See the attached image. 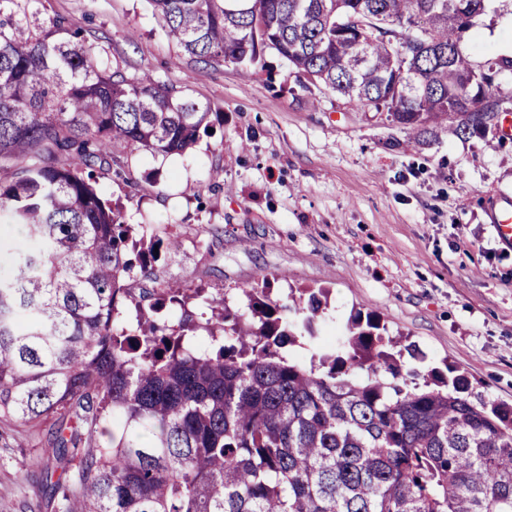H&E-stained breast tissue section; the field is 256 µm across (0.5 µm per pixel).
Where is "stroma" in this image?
I'll use <instances>...</instances> for the list:
<instances>
[{"instance_id": "stroma-1", "label": "stroma", "mask_w": 512, "mask_h": 512, "mask_svg": "<svg viewBox=\"0 0 512 512\" xmlns=\"http://www.w3.org/2000/svg\"><path fill=\"white\" fill-rule=\"evenodd\" d=\"M41 18L67 19L111 67L149 73L210 109L211 134L163 166L133 147L115 150L120 179L102 196L123 207L132 240L155 237L170 283L223 295L284 299L325 289L317 334L333 340L355 312H376L388 335L450 364L485 397L512 402V249L490 209L512 197V137L408 139L385 115L336 93L302 89L266 51L248 64L186 63L149 0H31ZM512 46V0H487L461 41L476 64ZM46 432L0 427V512H57L32 459H48Z\"/></svg>"}]
</instances>
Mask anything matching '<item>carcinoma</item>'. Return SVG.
I'll return each mask as SVG.
<instances>
[{"mask_svg":"<svg viewBox=\"0 0 512 512\" xmlns=\"http://www.w3.org/2000/svg\"><path fill=\"white\" fill-rule=\"evenodd\" d=\"M0 0V218L15 269L0 278V423L51 422L44 476L58 512H512V404L469 378L426 375L377 314L317 341L321 290L282 303L153 283L155 247L129 244L101 178L120 144L181 154L209 108L101 61L63 18ZM187 63L259 64L269 48L349 104L426 141L496 127L462 34L486 0H149ZM469 85L473 111L461 113ZM166 320L157 318L162 310ZM309 360L288 349L303 334Z\"/></svg>","mask_w":512,"mask_h":512,"instance_id":"carcinoma-1","label":"carcinoma"}]
</instances>
